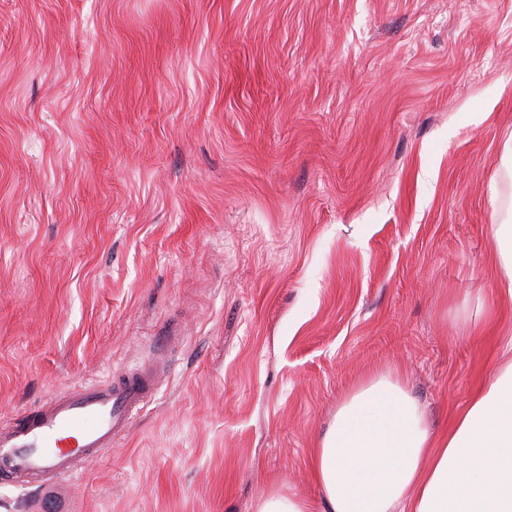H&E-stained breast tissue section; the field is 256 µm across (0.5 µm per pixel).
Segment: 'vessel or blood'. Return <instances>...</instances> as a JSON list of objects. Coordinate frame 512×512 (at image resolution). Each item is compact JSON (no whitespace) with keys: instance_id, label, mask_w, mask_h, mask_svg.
I'll return each instance as SVG.
<instances>
[{"instance_id":"1","label":"vessel or blood","mask_w":512,"mask_h":512,"mask_svg":"<svg viewBox=\"0 0 512 512\" xmlns=\"http://www.w3.org/2000/svg\"><path fill=\"white\" fill-rule=\"evenodd\" d=\"M161 374L148 361L117 379L58 394L0 424V481L33 483L50 494L55 482L82 473L128 432L135 415L156 393Z\"/></svg>"}]
</instances>
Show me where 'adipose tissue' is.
Returning <instances> with one entry per match:
<instances>
[{
  "label": "adipose tissue",
  "mask_w": 512,
  "mask_h": 512,
  "mask_svg": "<svg viewBox=\"0 0 512 512\" xmlns=\"http://www.w3.org/2000/svg\"><path fill=\"white\" fill-rule=\"evenodd\" d=\"M499 276L512 299V135L491 184ZM326 512H512V360L432 432L406 379L378 372L352 390L311 451Z\"/></svg>",
  "instance_id": "obj_1"
}]
</instances>
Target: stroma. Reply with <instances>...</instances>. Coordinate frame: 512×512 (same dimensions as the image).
Wrapping results in <instances>:
<instances>
[{"label":"stroma","instance_id":"obj_1","mask_svg":"<svg viewBox=\"0 0 512 512\" xmlns=\"http://www.w3.org/2000/svg\"><path fill=\"white\" fill-rule=\"evenodd\" d=\"M512 0H0V422L147 359L69 512H255L393 370L447 429L505 357ZM492 235L499 276L512 299V134L502 143L491 184Z\"/></svg>","mask_w":512,"mask_h":512}]
</instances>
